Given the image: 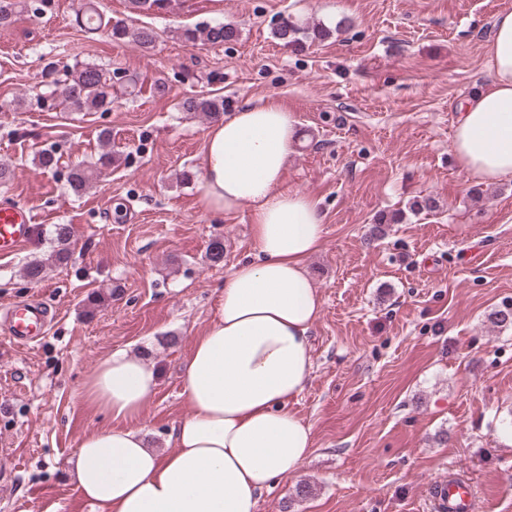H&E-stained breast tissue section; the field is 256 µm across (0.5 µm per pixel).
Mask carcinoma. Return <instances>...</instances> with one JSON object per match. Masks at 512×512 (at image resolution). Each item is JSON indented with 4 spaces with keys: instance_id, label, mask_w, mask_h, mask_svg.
<instances>
[{
    "instance_id": "cac0c4a2",
    "label": "carcinoma",
    "mask_w": 512,
    "mask_h": 512,
    "mask_svg": "<svg viewBox=\"0 0 512 512\" xmlns=\"http://www.w3.org/2000/svg\"><path fill=\"white\" fill-rule=\"evenodd\" d=\"M166 7L167 0H129V9L135 14L151 10L160 11ZM20 13V0H0V27L12 26ZM79 25L88 32L102 30L115 42L133 43L144 50L153 48L158 38L157 32L148 25L136 26L125 19L107 20L102 12L93 7L81 15ZM275 35L284 45L296 48L308 42L328 39L333 35V30L321 24L310 27L287 20L276 27ZM237 36L236 28L222 22L185 28L180 33L182 41L191 47L200 42L222 45ZM58 74L59 71L54 64L47 66L45 78L49 79V85L53 86L52 94L57 96L59 105L68 111L107 112L112 108V76L108 70L95 64L81 63L66 68L61 78ZM181 107L186 112H202L210 119H218L224 114V98H187ZM100 142L102 152L95 166L100 169L109 168L119 161V158L112 154V150L108 149L109 131H101ZM67 182L74 194L82 193L89 183L87 170L81 166L73 168ZM49 236L52 250L48 260L55 264L68 262L71 258L70 225H53ZM46 261L34 259L28 262L23 270L25 278L31 282L41 280L45 276ZM488 321L496 328L512 326V306L505 305L493 311Z\"/></svg>"
}]
</instances>
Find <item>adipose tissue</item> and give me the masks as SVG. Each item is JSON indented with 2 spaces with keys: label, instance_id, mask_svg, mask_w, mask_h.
I'll return each instance as SVG.
<instances>
[{
  "label": "adipose tissue",
  "instance_id": "ef3b65f1",
  "mask_svg": "<svg viewBox=\"0 0 512 512\" xmlns=\"http://www.w3.org/2000/svg\"><path fill=\"white\" fill-rule=\"evenodd\" d=\"M488 45L490 81L458 106L452 151L477 183L512 178V10L499 12ZM298 138L293 112L262 99L210 124L197 172L213 213L250 208L257 258L224 279L217 316L182 373L189 414L173 449L148 448L140 429L108 427L80 441L70 471L100 512H256L277 479L297 473L310 426L289 404L314 368L309 335L322 301L306 270L324 216L311 197L283 186ZM159 374L117 350L91 374L84 398L115 418L136 416Z\"/></svg>",
  "mask_w": 512,
  "mask_h": 512
}]
</instances>
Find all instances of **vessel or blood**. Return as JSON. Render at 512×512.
Here are the masks:
<instances>
[{
    "mask_svg": "<svg viewBox=\"0 0 512 512\" xmlns=\"http://www.w3.org/2000/svg\"><path fill=\"white\" fill-rule=\"evenodd\" d=\"M35 217L29 207L0 203V255L14 254L32 242ZM57 313L44 301L27 299L0 308V332L19 346H29L47 335ZM430 499L438 512H475L471 482L457 474L434 484Z\"/></svg>",
    "mask_w": 512,
    "mask_h": 512,
    "instance_id": "obj_1",
    "label": "vessel or blood"
}]
</instances>
